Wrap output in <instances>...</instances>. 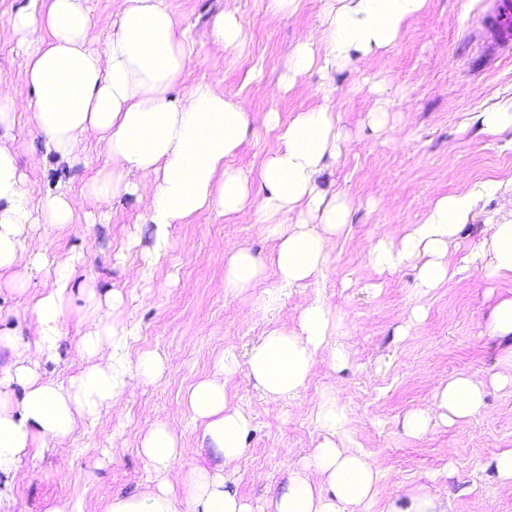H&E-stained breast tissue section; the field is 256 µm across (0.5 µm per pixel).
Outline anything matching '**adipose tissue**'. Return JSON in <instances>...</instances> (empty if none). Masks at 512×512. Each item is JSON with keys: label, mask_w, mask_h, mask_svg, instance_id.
Instances as JSON below:
<instances>
[{"label": "adipose tissue", "mask_w": 512, "mask_h": 512, "mask_svg": "<svg viewBox=\"0 0 512 512\" xmlns=\"http://www.w3.org/2000/svg\"><path fill=\"white\" fill-rule=\"evenodd\" d=\"M426 0H323L317 34L301 37L277 85L288 90L297 78L317 69L325 78L322 94L338 69L354 56L395 44ZM112 32L103 45L92 35L94 21L86 0H26L14 11L0 12V29L11 31L26 58V81L32 96L19 101L12 78L0 72V280L24 290L28 277L43 272V253L25 245L30 230L74 223L72 200L65 190L31 203L23 185L13 134L19 109L30 110L45 153L77 160L95 135L106 155L104 166L85 186L95 201L131 197L150 226L149 241L132 236L146 266L155 267L173 248L169 229L196 215L213 212L230 217L251 213L267 225L276 241L271 258L229 245L220 257L224 293L238 297L256 288L267 269L278 286L266 291L262 307L276 305L288 291L323 274L336 237L352 210L340 194L327 195L319 178L327 158L340 154L347 139L334 112L320 106L290 118L265 112L277 147L256 175L228 164L251 128L244 99L216 86L199 84L182 96L172 89L183 82L196 56L188 30L180 28L166 0H114ZM245 40L242 22L231 11L215 14L208 41L216 52ZM486 185L438 197L424 220L401 240L382 234L366 252L374 270L393 271L414 263L422 292L441 287L476 266L487 279L512 280V218L486 224L476 251L463 266L448 264V251ZM84 254L71 256L53 272V282L35 304L37 336L22 330L0 331V505L11 499L20 478L19 462L33 448H54L78 422H93L127 392L159 378L166 358L154 350L131 356L135 327L123 320V298L99 299L84 291L83 318L88 326L77 353L89 361L68 380L46 376L41 367L61 356V320L72 296V278ZM297 326L268 329L249 349L244 363L256 387L274 400L294 399L305 387L317 357L330 368L347 361L335 340L338 322L318 299L297 312ZM235 364L219 354L210 372L191 384L184 406L198 431L199 446L211 457L209 467L172 472L182 443L167 423L153 424L143 435L141 451L154 475L139 495H116L103 512H375L380 470L369 455L338 444L337 435L352 427V409L335 391H327L316 410L325 436L305 457L287 462L285 478L263 498L252 501L235 488L234 468L246 451L252 416L230 406L225 378ZM21 399H13L14 388ZM482 380L467 373L440 379L429 407L408 412L402 428L423 438L434 425L452 424L479 413L484 405Z\"/></svg>", "instance_id": "adipose-tissue-1"}]
</instances>
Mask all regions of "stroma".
<instances>
[{"label": "stroma", "mask_w": 512, "mask_h": 512, "mask_svg": "<svg viewBox=\"0 0 512 512\" xmlns=\"http://www.w3.org/2000/svg\"><path fill=\"white\" fill-rule=\"evenodd\" d=\"M181 27L187 28L198 55L175 94L221 76V90L246 99L255 121L229 161L231 167L257 169L276 147L261 123L265 112L290 116L328 106L348 140L339 157L328 160L321 186L327 194L346 195L353 203L347 231L336 239L330 267L323 276L295 289L278 308H258L256 292L237 298L224 294V266L217 257L225 244L250 247L269 257L276 247L265 225L250 217H219L205 212L191 223L170 229L174 248L149 278L137 276L138 250L127 247L131 234L148 235L143 211L130 198L93 203L83 187L104 165L96 139L85 158L63 161L46 155L28 113H18L14 128L25 189L39 201L57 187L69 188L79 220L61 228L30 232L26 246L42 251L57 266L83 251L94 236L96 251L78 268L74 295L62 318L59 363L44 365L46 374L67 379L84 362L76 349L86 332L79 309L81 289L97 295L117 291L123 316L140 328L136 349L167 357L162 377L122 396L116 411H104L96 424L78 427L60 448L22 458L26 477L14 489L12 512H43L47 502L80 498L106 506L113 495L138 494L153 474L141 454L144 431L158 421L173 424L183 450L174 469L208 464L183 394L207 374L224 348L245 351L272 327L293 329L289 308L322 298L342 320L339 340L350 350L348 365L338 371L315 365L298 396L288 402L263 396L237 370L226 379L232 405L248 411L254 430L238 463L236 488L255 498L285 475L287 451L309 454L323 437L315 412L324 390H335L354 411L357 423L343 435L346 447L368 454L382 472L380 503L424 488L446 499L452 512H512V485L501 483L490 462L512 448V391L491 386L512 340L490 337L493 307L512 297V281H489L477 269L460 274L427 295L415 287V270L406 265L382 273L368 267L367 249L381 230L401 239L420 223L437 196L462 193L489 182L497 190L480 202L448 253L457 265L479 243L492 216L512 212V133L479 132L477 113L512 102V39L495 20L499 0H426V4L392 47L353 61L337 71L329 97H322L317 71H309L287 91L272 95L283 64L300 34L318 29L322 0H300L297 10L270 22L268 0H167ZM234 9L246 39L224 54L208 47V22L220 10ZM261 68L256 78L251 69ZM389 79L388 123L396 136L372 129L367 115L378 96L369 84ZM107 213L105 223L88 225L89 213ZM125 253L124 263L115 256ZM44 289L42 277L25 291L0 290V323L36 333L34 305ZM425 310L410 335H398L413 307ZM465 372L487 381L485 405L475 416L438 426L422 439L405 435L404 415L426 407L437 376Z\"/></svg>", "instance_id": "stroma-1"}]
</instances>
